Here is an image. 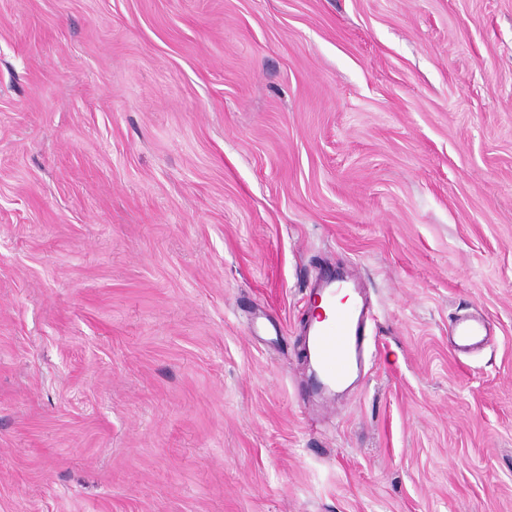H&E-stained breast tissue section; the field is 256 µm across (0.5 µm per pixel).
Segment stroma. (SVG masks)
I'll use <instances>...</instances> for the list:
<instances>
[{"label":"stroma","mask_w":512,"mask_h":512,"mask_svg":"<svg viewBox=\"0 0 512 512\" xmlns=\"http://www.w3.org/2000/svg\"><path fill=\"white\" fill-rule=\"evenodd\" d=\"M0 512H512V0H0ZM318 320L311 339L314 355L326 382L340 383L349 375L351 355L359 358L362 309L356 317L353 309L334 306L327 318L320 315ZM450 334L457 351L467 353L479 347L488 335L486 322L479 317H469L456 321Z\"/></svg>","instance_id":"obj_1"}]
</instances>
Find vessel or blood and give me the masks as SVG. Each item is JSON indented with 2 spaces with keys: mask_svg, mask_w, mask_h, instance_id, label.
<instances>
[{
  "mask_svg": "<svg viewBox=\"0 0 512 512\" xmlns=\"http://www.w3.org/2000/svg\"><path fill=\"white\" fill-rule=\"evenodd\" d=\"M361 322L350 308L332 309L329 316L320 319L311 345L327 383L336 384L348 376L350 357L360 351ZM450 334L455 349L466 353L485 341L488 329L482 318L469 317L453 323Z\"/></svg>",
  "mask_w": 512,
  "mask_h": 512,
  "instance_id": "obj_1",
  "label": "vessel or blood"
}]
</instances>
